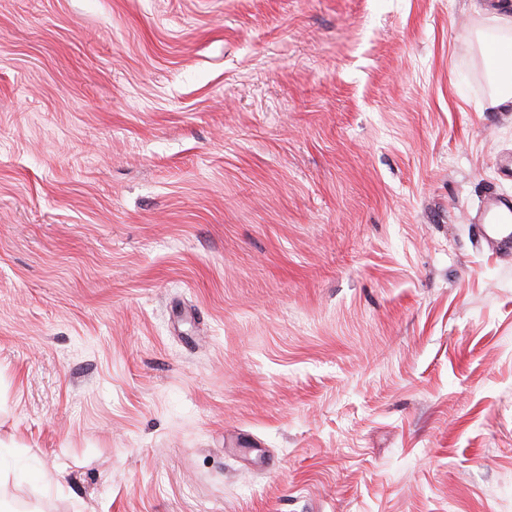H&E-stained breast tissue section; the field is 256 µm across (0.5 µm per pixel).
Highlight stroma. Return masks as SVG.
Here are the masks:
<instances>
[{
    "mask_svg": "<svg viewBox=\"0 0 512 512\" xmlns=\"http://www.w3.org/2000/svg\"><path fill=\"white\" fill-rule=\"evenodd\" d=\"M488 0H0V512H512Z\"/></svg>",
    "mask_w": 512,
    "mask_h": 512,
    "instance_id": "stroma-1",
    "label": "stroma"
}]
</instances>
